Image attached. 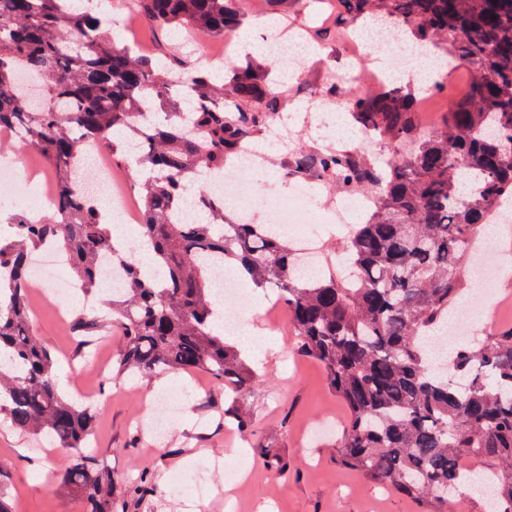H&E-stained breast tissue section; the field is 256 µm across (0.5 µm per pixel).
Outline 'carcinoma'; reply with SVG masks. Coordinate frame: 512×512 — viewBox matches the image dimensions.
<instances>
[{
	"instance_id": "obj_1",
	"label": "carcinoma",
	"mask_w": 512,
	"mask_h": 512,
	"mask_svg": "<svg viewBox=\"0 0 512 512\" xmlns=\"http://www.w3.org/2000/svg\"><path fill=\"white\" fill-rule=\"evenodd\" d=\"M136 0L160 28L200 38L237 33L252 16L284 17L288 0ZM342 22L401 24L408 39L469 71L467 94L421 130L420 91L350 89L351 120L382 145L374 161L349 149L296 147L287 174L338 190H371L374 206L344 240L345 274H301L288 239L226 214L208 176L227 170L240 147L282 112L284 84L271 60L244 55L218 78L176 54L163 62L114 44L106 21L64 0H0V131L37 152L56 204L38 224L13 218L0 237V418L76 451L61 483L83 512H128L154 490L152 474L131 478L117 503L107 462L83 451L96 413L62 395L57 361L35 335L30 253L53 243L91 296L107 251L126 273L110 320L124 347L115 374L152 377L204 371L237 398L253 383L240 351L213 331L220 309L213 275L198 258L230 270L288 307L297 351L315 360L348 409L337 464L398 490L420 512H450L459 466L491 469L499 512H512V332L475 336L433 361L428 341L459 304L473 250L512 200V0H336ZM105 148L141 174L139 237L163 277L140 271L115 241L75 171L83 153ZM103 327L82 314L73 330L90 346Z\"/></svg>"
}]
</instances>
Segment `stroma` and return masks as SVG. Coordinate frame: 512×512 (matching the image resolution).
<instances>
[{"label": "stroma", "mask_w": 512, "mask_h": 512, "mask_svg": "<svg viewBox=\"0 0 512 512\" xmlns=\"http://www.w3.org/2000/svg\"><path fill=\"white\" fill-rule=\"evenodd\" d=\"M328 0H291L289 19L301 20L317 48L312 65L297 78L288 79L289 108L257 136L271 144L276 131L288 133L289 146L321 148L329 144L326 123L350 133L342 107L333 108L325 121L307 124L306 105L318 88L335 85L337 93L349 90L347 49L341 41L327 40L318 26ZM117 45L134 39L156 57L180 42L182 31L155 32L151 21L136 17L126 26L123 16L109 10ZM283 154H273L267 168L253 172L252 195L233 215H246L265 223L270 204L295 195L297 180L282 176ZM500 269L488 283L466 279L469 302L481 310V335L491 336L512 328V315H499L496 305L512 303V235L495 243ZM251 309L247 320L261 339L244 349L255 381L241 400L254 422V431L242 434L226 429L225 396L205 373H175L174 386L159 387L157 379L100 375L91 356L82 353L78 337L60 318V303L34 291V329L38 338L59 358V390L82 401L80 382H87L98 416L91 443L104 457L118 490L139 470L156 478V489L146 494L136 512H415V505L386 484L346 471L336 463V446L346 421L341 400L329 387L322 368L301 357L290 326L280 324L270 309L265 291L249 289ZM191 420L173 419L163 437L153 432L152 399L159 396L174 404L185 403ZM74 454L64 448L19 433L0 423V470L6 471L8 488L18 512H81L75 493L64 488L59 476ZM286 471H279V464Z\"/></svg>", "instance_id": "stroma-1"}]
</instances>
